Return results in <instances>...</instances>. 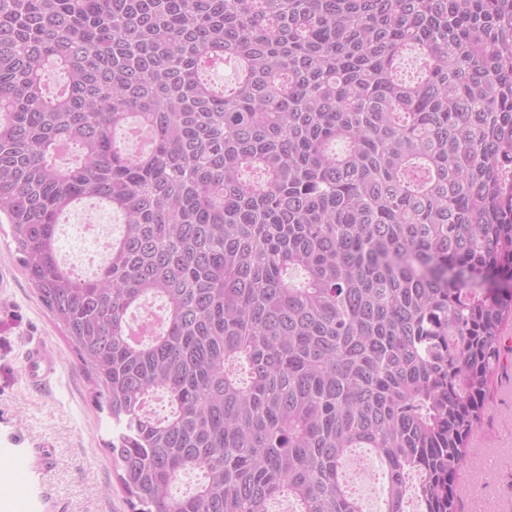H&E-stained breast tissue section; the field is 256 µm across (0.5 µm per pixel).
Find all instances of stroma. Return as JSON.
Here are the masks:
<instances>
[{"instance_id": "35a3bbf8", "label": "stroma", "mask_w": 512, "mask_h": 512, "mask_svg": "<svg viewBox=\"0 0 512 512\" xmlns=\"http://www.w3.org/2000/svg\"><path fill=\"white\" fill-rule=\"evenodd\" d=\"M47 344L60 373L35 389L22 376L27 348ZM106 428L71 344L35 297L0 229V448L50 444L43 512H131L104 445ZM474 454L461 472L462 512H512V353L496 372Z\"/></svg>"}]
</instances>
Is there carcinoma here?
Instances as JSON below:
<instances>
[{"instance_id":"obj_1","label":"carcinoma","mask_w":512,"mask_h":512,"mask_svg":"<svg viewBox=\"0 0 512 512\" xmlns=\"http://www.w3.org/2000/svg\"><path fill=\"white\" fill-rule=\"evenodd\" d=\"M89 200L123 217L91 277ZM0 218L132 512H362L356 448L384 512H459L512 325V0H0ZM84 210L88 209H82L79 207L78 209L73 210L70 214H68L67 217L63 219L60 236L62 257L64 253H67L70 250V241L66 239L63 233L64 225L68 224L69 226V230L65 233H73L83 239L87 244L86 248L83 250L68 253L69 260L76 263L82 269L88 268L94 263L95 258L100 253L101 248L103 249L105 241L111 235L107 224L112 225V237L115 238L120 235L123 222L122 217L119 214L112 212V209L104 206L91 209L95 213L85 214L81 224H74L77 221L80 213ZM96 213L104 214L108 223L101 224Z\"/></svg>"}]
</instances>
